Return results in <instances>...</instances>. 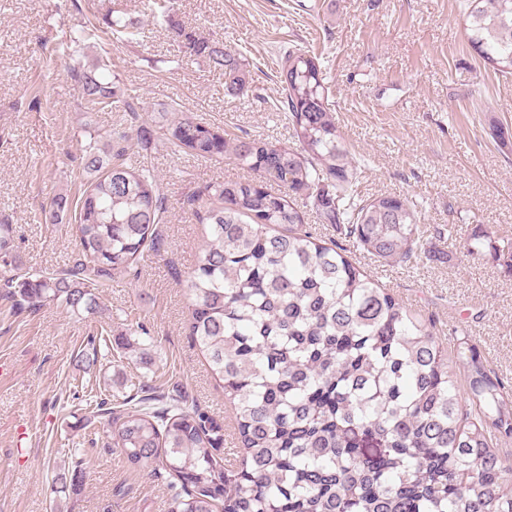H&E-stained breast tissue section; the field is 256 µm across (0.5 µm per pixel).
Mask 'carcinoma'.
<instances>
[{
	"label": "carcinoma",
	"mask_w": 512,
	"mask_h": 512,
	"mask_svg": "<svg viewBox=\"0 0 512 512\" xmlns=\"http://www.w3.org/2000/svg\"><path fill=\"white\" fill-rule=\"evenodd\" d=\"M181 47L224 71L243 90L246 78L224 42L202 38L173 19L174 0H147ZM466 33L493 70L512 74V0H468ZM112 40L138 34L133 21L107 22ZM88 22L70 35L73 52L98 36ZM87 112L149 106L124 92L105 63L73 66ZM283 110L300 144L224 137V128L153 110L154 132L170 148L232 160L259 180L207 189L209 234L190 276L188 330L234 404L241 459L219 464L221 425L162 394L112 411L102 399L108 445L146 474L162 467L174 482L171 512H512V465L490 449V436L512 437V396L474 343H457L466 361L470 405L431 327L352 262L302 230L294 195L310 199L325 224L387 262L430 253L416 206L380 194L356 200L361 170L336 134L320 58L291 51L280 72ZM126 134H93L84 147L82 196L54 197L45 220L74 213L77 254L51 274L22 270L12 255V225L0 224V295L19 309L61 302L93 312L90 285L128 272L155 247L163 220L160 186L150 169L126 161ZM275 185L281 191L275 192ZM512 273V241L488 244Z\"/></svg>",
	"instance_id": "obj_1"
}]
</instances>
